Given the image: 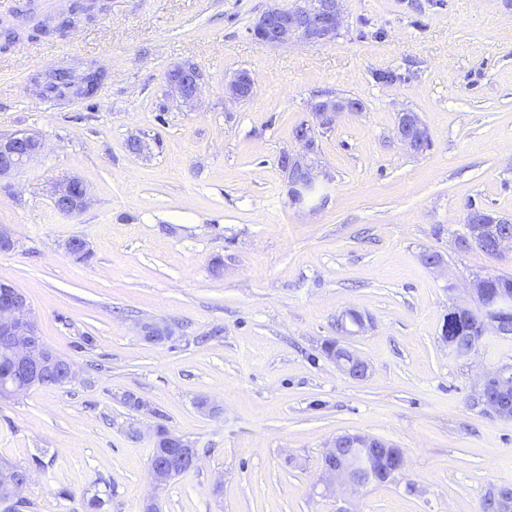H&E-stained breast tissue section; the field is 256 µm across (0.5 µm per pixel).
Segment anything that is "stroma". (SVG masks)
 Segmentation results:
<instances>
[{"mask_svg":"<svg viewBox=\"0 0 512 512\" xmlns=\"http://www.w3.org/2000/svg\"><path fill=\"white\" fill-rule=\"evenodd\" d=\"M293 2L109 0L44 36L40 0H0V33L19 32L0 36V135L46 142L0 181V228L17 241L0 282L77 371L0 398V458L31 471L28 512H87L95 494L105 512L152 497L161 512H480L512 486V419L475 402L482 375L512 367V335L486 331L468 360L441 338L473 281L512 277V251L461 244L470 204L512 216V0H343L333 44L252 37L261 12ZM89 62L106 72L93 96L40 95L46 73ZM185 62L201 74L190 107L167 84ZM387 68L405 81L374 82ZM239 69L255 89L234 101L224 81ZM325 95L364 109L321 135L328 179L295 205L278 157ZM404 110L428 129L423 154L393 137ZM69 177L89 191L77 215L50 198ZM351 310L368 324L347 338ZM148 323L172 338L147 341ZM336 340L369 361L365 379L325 354ZM160 424L199 462L157 489L147 431ZM345 433L402 448L405 470L321 495L323 454Z\"/></svg>","mask_w":512,"mask_h":512,"instance_id":"1","label":"stroma"}]
</instances>
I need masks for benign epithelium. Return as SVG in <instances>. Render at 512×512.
Instances as JSON below:
<instances>
[{
  "label": "benign epithelium",
  "instance_id": "7a95c632",
  "mask_svg": "<svg viewBox=\"0 0 512 512\" xmlns=\"http://www.w3.org/2000/svg\"><path fill=\"white\" fill-rule=\"evenodd\" d=\"M344 25L342 0H295L291 7L271 6L262 12L253 22L252 32L257 34L261 44L278 47L290 43L329 45L336 40ZM168 85L183 104H189L200 95V75L192 65H180L168 74ZM227 89L232 96L243 99L252 95L254 79L246 70L236 71L227 81ZM316 124L302 123L299 133L293 138L301 146L294 153L284 150L278 158V165L287 175L289 196L294 203H301L318 191V175L315 157L319 153L317 129L327 130L333 126L336 116L342 112H359L361 105L355 98L327 97L316 102L312 108ZM426 126L420 118L408 110L397 115L394 136L411 154H418L424 140ZM45 149L43 138L37 133H18L0 135V178L21 169ZM51 198L55 208L64 214H77L88 207L89 196L85 184L75 178L63 179L54 184ZM485 211L471 207L465 216V223L471 225L469 239L462 241H480L491 252L500 254L506 248H512V233L499 230L497 225L509 224L512 217L498 215L485 223ZM474 306L457 305L454 311L468 314L474 310L481 313L482 324L486 330H494L503 335L512 334V321L506 313L512 311V290L507 288L497 295L486 293L485 279L477 280L471 288ZM350 348L336 343V353L331 359L337 367L355 380L363 379L369 369L366 360L357 355L344 356ZM0 352L12 362L16 372L25 377V383L3 389V393L16 396L43 384L49 377L59 375L70 382L76 377L71 360L46 347L36 336V323L25 295L10 284L0 283ZM490 382L495 383L501 392L512 391V373L500 370L493 375L483 377L480 389ZM356 448H390L386 440L369 435H359L352 440ZM337 442L326 449L323 455L322 472L319 484L323 494L333 495L336 487L355 490L364 483L354 479L348 473L345 463L336 458ZM405 461L401 449H395L393 465L377 476L387 483L396 478L404 469ZM31 479L29 470H23L19 477L8 475L4 478L9 488L10 505L20 499V494Z\"/></svg>",
  "mask_w": 512,
  "mask_h": 512
}]
</instances>
